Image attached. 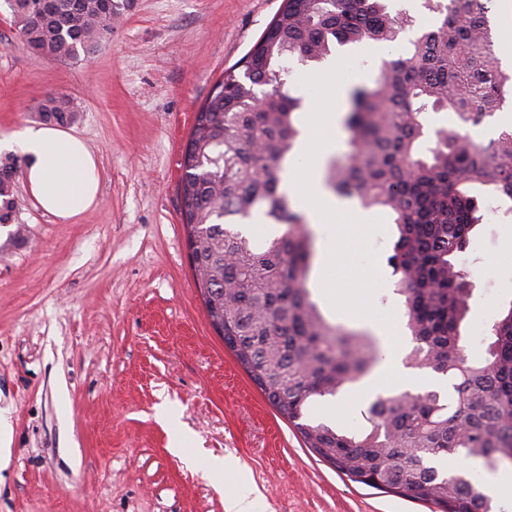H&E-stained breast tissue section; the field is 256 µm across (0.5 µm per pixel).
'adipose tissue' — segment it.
I'll return each instance as SVG.
<instances>
[{
	"label": "adipose tissue",
	"instance_id": "obj_1",
	"mask_svg": "<svg viewBox=\"0 0 512 512\" xmlns=\"http://www.w3.org/2000/svg\"><path fill=\"white\" fill-rule=\"evenodd\" d=\"M6 142L25 157L24 180L43 211L67 222L96 205L99 166L84 140L60 128L34 125L12 133Z\"/></svg>",
	"mask_w": 512,
	"mask_h": 512
}]
</instances>
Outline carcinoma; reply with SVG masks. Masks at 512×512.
I'll use <instances>...</instances> for the list:
<instances>
[{
  "mask_svg": "<svg viewBox=\"0 0 512 512\" xmlns=\"http://www.w3.org/2000/svg\"><path fill=\"white\" fill-rule=\"evenodd\" d=\"M489 4L425 0L434 20L409 52L382 61L373 82L353 89L350 150L326 180L339 198L395 224L389 261L412 340L405 363L448 378V402L434 390L379 395L356 433L305 420L314 398L361 381L383 356L374 337L331 323L313 300L311 237L281 190L302 104L286 89L287 57L319 61L336 42L390 44L413 26L408 15L391 14L385 0H284L241 61L243 76L235 66L224 70L197 112L182 164L195 279L211 323H224V344L316 456L355 483L441 512L495 510L439 460L512 464V305L493 322L486 356L470 361L461 326L471 292L456 263L477 220L470 186L512 201V129L497 133L491 155L462 133L512 107V65L493 48ZM11 7L28 49L65 61L91 53L125 14L126 0H14ZM39 110L46 122L74 120L63 94L47 96ZM441 111L453 113L455 127L435 130L422 155L426 117ZM15 175L14 163L0 164V222L16 209ZM259 211L288 230L257 243L234 227Z\"/></svg>",
  "mask_w": 512,
  "mask_h": 512,
  "instance_id": "obj_1",
  "label": "carcinoma"
}]
</instances>
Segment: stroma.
I'll list each match as a JSON object with an SVG mask.
<instances>
[{
	"mask_svg": "<svg viewBox=\"0 0 512 512\" xmlns=\"http://www.w3.org/2000/svg\"><path fill=\"white\" fill-rule=\"evenodd\" d=\"M283 0H135L86 56L33 54L0 0V135L40 123L39 104L66 94L68 131L99 162L95 207L63 223L37 207L16 175L17 208L0 224V418L11 426L0 468V512H226L241 482L258 512H439L338 474L270 404L211 326L196 287L181 217L180 179L195 116ZM370 41L333 45L321 61L290 59L289 91L314 105L302 78L353 60L370 83L380 56ZM478 222L459 260L473 293L462 324L468 357H484L489 330L512 306V213L478 195ZM314 242L309 286L330 322L382 336L374 318L333 308L321 282L331 231ZM394 227L371 235L381 312L401 315L386 263ZM370 396L344 389L315 398L309 419L364 427ZM335 405L328 416L327 405ZM235 458L211 473L207 460Z\"/></svg>",
	"mask_w": 512,
	"mask_h": 512,
	"instance_id": "stroma-1",
	"label": "stroma"
}]
</instances>
